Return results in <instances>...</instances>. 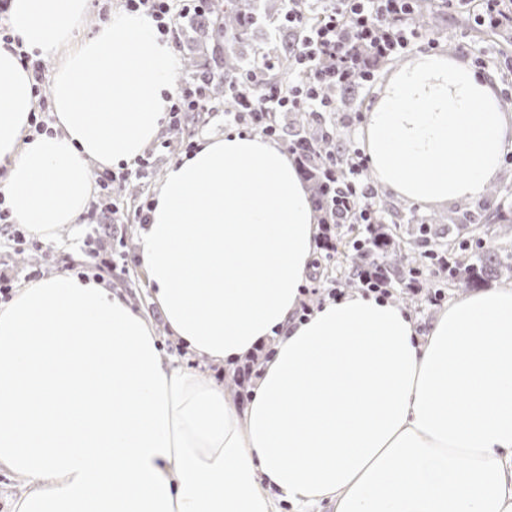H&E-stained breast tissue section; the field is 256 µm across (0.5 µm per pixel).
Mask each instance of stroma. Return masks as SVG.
<instances>
[{
  "mask_svg": "<svg viewBox=\"0 0 512 512\" xmlns=\"http://www.w3.org/2000/svg\"><path fill=\"white\" fill-rule=\"evenodd\" d=\"M423 37L433 42L435 51L448 53L467 63L476 73L491 75L497 98L502 102L501 110L512 118V77L502 75L490 63L491 57L496 55L512 57V41L479 30L472 18L452 8L446 9L435 26L424 31ZM407 61V56L403 55L385 65L379 75V84L365 92L362 108L344 104L340 111L332 113L325 125L326 130L340 136L351 147H360L361 129L382 90V81ZM227 130L220 115L207 116L206 120L197 123L188 120L175 130L161 127L157 136L161 146L155 150L150 165L140 177L144 194L155 195L165 169L185 156L189 142L220 136ZM136 206V200H127V211L117 223L112 222L110 216L101 215L95 206H88L82 224L73 229L62 228L57 236L42 240L40 249H28L21 253L17 252L16 244L11 239L12 227L0 223V274L14 279L16 286H23V276L28 266H37L46 277L59 273L64 257H71L78 263L88 262L93 240L101 239L106 247V256L112 262L111 272L104 276L105 282L124 297L133 309L152 319L162 349L183 363L187 356L179 352L178 342L170 338L168 328L151 300L149 283L137 260V240L142 225L136 215ZM338 232L341 238L338 252L332 262L321 264V277L316 285L322 289L334 286L350 294L354 288L346 283L344 271L351 266L355 256L352 244L358 229L345 224L339 227Z\"/></svg>",
  "mask_w": 512,
  "mask_h": 512,
  "instance_id": "35a3bbf8",
  "label": "stroma"
}]
</instances>
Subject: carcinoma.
<instances>
[{"label":"carcinoma","instance_id":"cac0c4a2","mask_svg":"<svg viewBox=\"0 0 512 512\" xmlns=\"http://www.w3.org/2000/svg\"><path fill=\"white\" fill-rule=\"evenodd\" d=\"M448 5V0H415L414 13L419 23L424 24L438 10ZM257 23L256 6L251 0H220L219 3L206 2L203 9L191 19L192 29L205 33L212 31L216 38L224 39V45H217L212 55L204 57L188 56L184 66L195 76L210 80L209 91L224 96V109H239L242 99L253 96V90L247 85L230 88L238 73L248 64L236 52L235 46L249 40L252 28ZM283 43L277 53L278 67L273 78L282 86H288L294 75V64L288 55V35L280 37ZM322 94L337 103L356 96L355 88L327 85ZM324 116L316 112H299L297 123L288 128L293 144L299 147L303 156L304 171L313 181V191L319 192L324 178L325 159L336 154L347 157L346 147L340 139L315 131L322 127ZM504 190L494 186L487 195L475 202L459 207L452 223L443 224L435 218H423L417 226L407 230L411 244L418 249V255L407 252L405 242L398 234L388 233L377 227L361 238L364 247L357 251L352 268H357L364 260L381 267L390 281L403 283L406 270L417 261L427 259L438 263L433 255H448V269L443 277L453 288H470L487 284L503 272L512 270V247L497 246L493 243L496 234V222L512 213L501 204ZM374 207L381 221L401 227L403 221H412L415 216L403 218L399 206L387 204L380 199L374 200ZM468 229L471 235L463 237L461 230Z\"/></svg>","mask_w":512,"mask_h":512}]
</instances>
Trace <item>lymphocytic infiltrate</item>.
I'll return each instance as SVG.
<instances>
[{"label": "lymphocytic infiltrate", "mask_w": 512, "mask_h": 512, "mask_svg": "<svg viewBox=\"0 0 512 512\" xmlns=\"http://www.w3.org/2000/svg\"><path fill=\"white\" fill-rule=\"evenodd\" d=\"M310 0H292L283 25L293 33L296 79L288 92L277 90L245 102L240 111L225 113V120L262 129H276L268 118L276 112L300 109L331 112L335 106L321 94L327 84H374L380 68L405 53L424 47L423 35L413 19V0H323L316 23H308ZM381 24H373V17ZM367 160L360 150L350 152L349 175L319 220L317 247L333 252L331 227L358 212L362 223L377 224L372 201L377 189L363 171Z\"/></svg>", "instance_id": "obj_1"}]
</instances>
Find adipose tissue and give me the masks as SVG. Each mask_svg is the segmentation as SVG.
I'll return each mask as SVG.
<instances>
[{
    "mask_svg": "<svg viewBox=\"0 0 512 512\" xmlns=\"http://www.w3.org/2000/svg\"><path fill=\"white\" fill-rule=\"evenodd\" d=\"M91 0H10L0 39V204L50 238L79 223L93 168L141 156L179 58L156 22ZM65 57L36 132L21 53ZM512 121L489 79L422 53L393 72L361 138L383 189L432 206L477 198ZM316 215L287 152L227 132L171 164L137 257L172 338L234 368L275 355L248 403L164 356L150 321L96 279L26 283L0 303V468L14 512H512V287L456 298L426 334L356 293L296 311ZM24 478L6 471H0V512H13V503L26 490Z\"/></svg>",
    "mask_w": 512,
    "mask_h": 512,
    "instance_id": "adipose-tissue-1",
    "label": "adipose tissue"
}]
</instances>
